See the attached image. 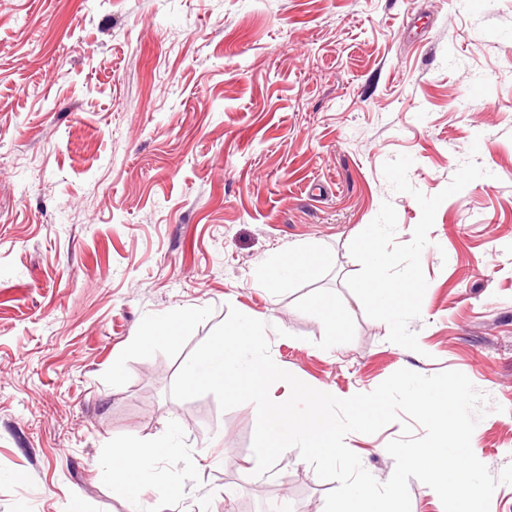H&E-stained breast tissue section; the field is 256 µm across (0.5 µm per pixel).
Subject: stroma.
I'll use <instances>...</instances> for the list:
<instances>
[{
	"mask_svg": "<svg viewBox=\"0 0 512 512\" xmlns=\"http://www.w3.org/2000/svg\"><path fill=\"white\" fill-rule=\"evenodd\" d=\"M401 154L428 195L468 157L488 172L437 210L417 353L345 285L382 202L396 243L421 218L382 173ZM232 307L342 399L462 372L495 406L477 458L512 463V0H0V512H324L335 484L296 449L255 475L254 404L169 394ZM400 435L345 443L383 483ZM132 436L177 447L120 489ZM190 316L187 314H177L167 318L157 319L151 325L149 331L144 336L152 342H162L170 336L179 335L187 326Z\"/></svg>",
	"mask_w": 512,
	"mask_h": 512,
	"instance_id": "stroma-1",
	"label": "stroma"
}]
</instances>
